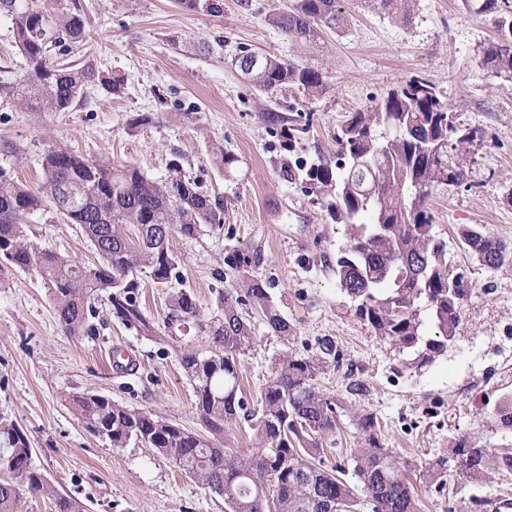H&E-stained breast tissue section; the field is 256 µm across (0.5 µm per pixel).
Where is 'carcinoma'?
I'll return each instance as SVG.
<instances>
[{
    "label": "carcinoma",
    "mask_w": 512,
    "mask_h": 512,
    "mask_svg": "<svg viewBox=\"0 0 512 512\" xmlns=\"http://www.w3.org/2000/svg\"><path fill=\"white\" fill-rule=\"evenodd\" d=\"M369 3L389 15L407 13V0ZM0 10L10 17L15 42L30 65L26 74L0 85L3 96L40 112H66L90 86L120 90L119 80L100 77L90 61L76 66L51 59L53 51L85 36L79 0H0ZM269 21L298 46L344 25L338 0H294ZM494 23L499 36L484 48L481 66L497 78L512 79V15H497ZM238 54L253 60L243 74L262 92L295 86L314 97L326 86L316 67L244 46ZM448 112L429 82L411 78L349 113L336 134L335 165L306 171L312 188L333 190L328 207L334 221L346 225L348 244L333 265L341 290L355 303L357 317L395 346L406 369H420L447 353L468 294L464 275L455 272L445 242L434 233L427 199L441 186L467 180L471 149L483 132L448 127ZM41 166L43 187L34 192L0 165V269L37 272L69 336L93 332L90 318L101 294L115 319L154 333L137 300L139 275L148 270L162 283L177 274L180 258L170 237L192 239L203 226L221 223L218 203L198 190L177 161L164 180L154 181L137 168L114 167L51 144L42 152ZM61 186L76 194L77 203L59 207ZM47 200L69 223L80 225L98 255L96 264L81 266L26 242L24 221ZM130 225L137 228L136 244L127 233ZM462 239L480 265L495 270L512 264V246L505 241L475 229L463 230ZM251 263L237 249L224 256L227 287L216 293L217 316L202 315L186 290L170 299L172 317L193 320L207 343L179 352L204 430H186L105 396L76 392L67 403L82 427L114 448L132 440L149 445L222 498L224 512H420L408 461L384 446L368 411L347 407L360 439L351 449L352 473L326 465L325 445L336 434L342 404L319 388L316 378L339 363L333 342L306 355L289 351L274 358L256 403L243 397L240 369L255 348L254 321L287 345L295 339L293 324L266 283L250 274ZM241 419L255 431V451L223 446L225 430ZM496 426L512 428V393L501 396ZM31 455L26 435L0 423V512H20L28 496L48 499L53 512H86L79 499L49 483ZM505 471H512L511 453L460 435L425 463L423 477L443 489L452 476L458 493L471 487L472 493L460 498L462 508L481 512L492 504L482 488Z\"/></svg>",
    "instance_id": "1"
}]
</instances>
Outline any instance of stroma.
Listing matches in <instances>:
<instances>
[{"label":"stroma","mask_w":512,"mask_h":512,"mask_svg":"<svg viewBox=\"0 0 512 512\" xmlns=\"http://www.w3.org/2000/svg\"><path fill=\"white\" fill-rule=\"evenodd\" d=\"M87 16L80 58L122 81L120 92L96 86L66 112H34L0 96V162H13L19 181L40 189L48 144L166 177L178 161L201 192L220 204L222 222L199 237L172 236L180 273L158 283L142 277L138 299L156 329L148 336L112 317L98 299L93 335H65L41 277L0 271V417L26 434L32 463L87 512H224V502L148 445L115 448L87 433L65 401L90 391L198 431L202 423L181 349L201 348L192 321L169 323L168 299L190 291L205 315L225 286L224 255H253L251 272L266 282L296 328L290 348L302 354L326 340L342 354L340 369L317 378L325 392L374 413L386 447L421 466L457 435L476 434L487 448H512V430L495 428L502 394L512 392V266L491 271L475 263L459 230L471 227L512 244V82L480 65L496 37L493 18L466 0H410L400 19L367 0H341L345 28L317 47L288 42L267 23L284 0H212L184 8L179 0H80ZM321 69L326 86L315 98L295 87L259 92L232 62L238 47ZM9 18L0 12V83L24 74ZM430 82L458 123L481 128L468 182L433 191L427 200L435 231L469 288L458 337L447 354L418 371L355 314L332 265L347 244L346 228L311 190L305 170L336 160V131L348 113L369 106L403 81ZM223 145L229 166L216 165ZM28 243L86 265L97 261L79 225L52 204L32 215ZM245 357L241 389L255 402L271 362L287 346L263 324ZM137 358L118 375L113 348ZM358 391H349V381Z\"/></svg>","instance_id":"1"}]
</instances>
